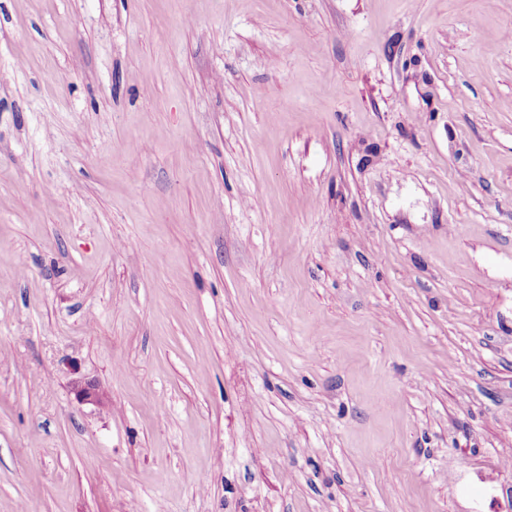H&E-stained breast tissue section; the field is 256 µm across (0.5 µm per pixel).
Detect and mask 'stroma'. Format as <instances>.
Instances as JSON below:
<instances>
[{"mask_svg":"<svg viewBox=\"0 0 512 512\" xmlns=\"http://www.w3.org/2000/svg\"><path fill=\"white\" fill-rule=\"evenodd\" d=\"M510 25L0 0V512H512ZM73 390L77 401L82 404H91L97 407H105L106 399L99 388L91 382L75 381Z\"/></svg>","mask_w":512,"mask_h":512,"instance_id":"obj_1","label":"stroma"}]
</instances>
